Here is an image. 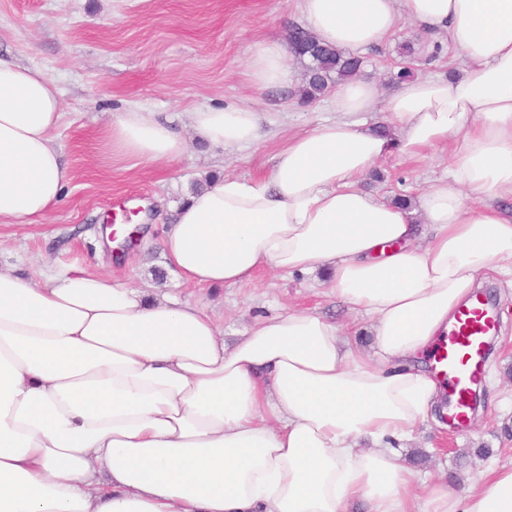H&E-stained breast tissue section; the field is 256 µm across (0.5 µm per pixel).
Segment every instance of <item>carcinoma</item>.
I'll return each mask as SVG.
<instances>
[{
    "label": "carcinoma",
    "instance_id": "1",
    "mask_svg": "<svg viewBox=\"0 0 512 512\" xmlns=\"http://www.w3.org/2000/svg\"><path fill=\"white\" fill-rule=\"evenodd\" d=\"M294 36L301 38L296 55L307 58L306 86L303 89V98L307 102L313 103L327 96L360 70L362 59L356 54L318 42L301 26L290 31L289 37Z\"/></svg>",
    "mask_w": 512,
    "mask_h": 512
}]
</instances>
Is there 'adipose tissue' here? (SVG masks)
Wrapping results in <instances>:
<instances>
[{
    "mask_svg": "<svg viewBox=\"0 0 512 512\" xmlns=\"http://www.w3.org/2000/svg\"><path fill=\"white\" fill-rule=\"evenodd\" d=\"M304 27L343 51L384 43L400 16L446 37L453 80L389 96L349 80L336 119L291 136L252 180L214 179L162 237L184 282L234 286L262 269L327 274L371 321L368 347L312 312L256 320L233 346L198 304L149 297L78 269L34 283L0 272V512H512V463L455 492L419 479L398 443L434 418L419 359L447 335L491 263L512 273V0H298ZM254 88L291 82L259 44ZM382 107L397 137L359 120ZM63 114L42 70L0 58V224H32L70 181L52 133ZM215 148L256 144L262 115L193 112ZM104 135L119 153L175 161L176 119L133 108ZM458 142L448 180L416 209L361 188L390 156ZM423 217L417 230L415 217Z\"/></svg>",
    "mask_w": 512,
    "mask_h": 512,
    "instance_id": "1",
    "label": "adipose tissue"
}]
</instances>
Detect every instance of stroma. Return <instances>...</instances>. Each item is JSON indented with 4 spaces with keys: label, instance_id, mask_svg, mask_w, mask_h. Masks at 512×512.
I'll return each instance as SVG.
<instances>
[{
    "label": "stroma",
    "instance_id": "stroma-1",
    "mask_svg": "<svg viewBox=\"0 0 512 512\" xmlns=\"http://www.w3.org/2000/svg\"><path fill=\"white\" fill-rule=\"evenodd\" d=\"M299 22L296 0H0V55L40 67L57 83L64 118L55 141L71 170L61 202L44 219L0 224V270L35 280L46 268H79L125 279L153 297L187 299L221 323L228 345L256 317L281 310L321 313L368 344L369 320L328 292L325 273L264 269L234 287L193 286L167 266L160 248L165 224L194 185L212 176L256 178L289 136L334 118L330 98L301 102L305 62L297 55L287 57L291 87L261 96L247 75L256 45L287 40ZM405 44L413 50V76L458 73L447 42L402 19L387 41L364 52L360 79L380 93L394 91ZM228 103L265 112L272 137L224 152L197 139L190 112ZM134 106L180 114L187 149L177 162L107 151L110 114ZM454 160L447 147L411 159L392 156L368 170L363 187L384 199H414L445 177ZM129 212L139 231L123 251L112 252L101 230L108 216ZM479 284L497 305L501 331L492 340L477 414L461 434L422 424L404 451L419 476L455 490L473 488L490 464L512 459V280L489 272Z\"/></svg>",
    "mask_w": 512,
    "mask_h": 512
}]
</instances>
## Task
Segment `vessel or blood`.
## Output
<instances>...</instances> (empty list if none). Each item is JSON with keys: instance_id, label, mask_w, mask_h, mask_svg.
Instances as JSON below:
<instances>
[{"instance_id": "obj_1", "label": "vessel or blood", "mask_w": 512, "mask_h": 512, "mask_svg": "<svg viewBox=\"0 0 512 512\" xmlns=\"http://www.w3.org/2000/svg\"><path fill=\"white\" fill-rule=\"evenodd\" d=\"M498 329L494 307L484 296L473 295L457 310L447 336L433 354L434 369L448 391V421L456 429L468 423L472 388L482 378L487 342Z\"/></svg>"}]
</instances>
